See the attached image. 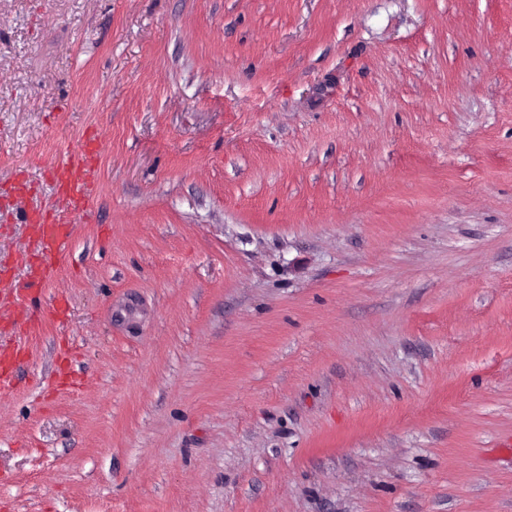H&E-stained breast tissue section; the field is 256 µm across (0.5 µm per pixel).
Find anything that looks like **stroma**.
<instances>
[{"instance_id": "obj_1", "label": "stroma", "mask_w": 512, "mask_h": 512, "mask_svg": "<svg viewBox=\"0 0 512 512\" xmlns=\"http://www.w3.org/2000/svg\"><path fill=\"white\" fill-rule=\"evenodd\" d=\"M2 288L0 512H512V0H0ZM97 152L87 147L81 153L63 157L52 169V180L60 208L53 213L35 209L30 224L37 228V251L43 257L39 279L49 281L54 276L53 259L62 255L69 244L70 233L61 224H68L74 215L87 216L97 194Z\"/></svg>"}]
</instances>
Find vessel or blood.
<instances>
[{
	"label": "vessel or blood",
	"mask_w": 512,
	"mask_h": 512,
	"mask_svg": "<svg viewBox=\"0 0 512 512\" xmlns=\"http://www.w3.org/2000/svg\"><path fill=\"white\" fill-rule=\"evenodd\" d=\"M97 152L86 148L83 152L63 157L52 169V180L59 208L54 212L34 210L31 223L37 226L36 246L43 257L39 278L51 280L55 268L53 260L62 255L69 244L70 233L66 228L72 216L88 215L97 194Z\"/></svg>",
	"instance_id": "obj_1"
}]
</instances>
